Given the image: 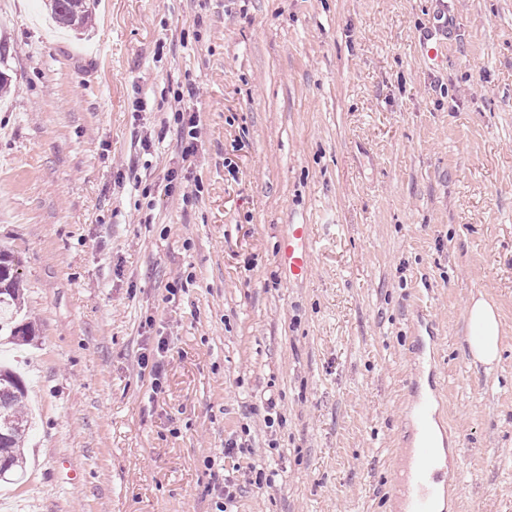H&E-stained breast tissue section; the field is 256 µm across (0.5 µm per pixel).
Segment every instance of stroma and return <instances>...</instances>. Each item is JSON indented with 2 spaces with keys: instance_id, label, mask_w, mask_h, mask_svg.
<instances>
[{
  "instance_id": "obj_1",
  "label": "stroma",
  "mask_w": 512,
  "mask_h": 512,
  "mask_svg": "<svg viewBox=\"0 0 512 512\" xmlns=\"http://www.w3.org/2000/svg\"><path fill=\"white\" fill-rule=\"evenodd\" d=\"M436 2L98 0L79 40L0 0V244L36 328L0 346L36 413L0 512H217L228 481V512H396L420 314L448 512H512V0H447L431 69ZM286 224L317 239L293 284ZM422 46L428 60L439 62L448 50V20L446 25H438L422 38ZM467 312L471 328L469 353L475 361L491 368L498 361L501 350L497 309L481 297L471 301Z\"/></svg>"
}]
</instances>
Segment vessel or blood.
Wrapping results in <instances>:
<instances>
[{
  "instance_id": "b4317fda",
  "label": "vessel or blood",
  "mask_w": 512,
  "mask_h": 512,
  "mask_svg": "<svg viewBox=\"0 0 512 512\" xmlns=\"http://www.w3.org/2000/svg\"><path fill=\"white\" fill-rule=\"evenodd\" d=\"M428 60L440 61L448 49L445 26L422 38ZM316 236L313 225L291 224L280 241L278 262L289 281L306 279L312 268ZM418 374L409 408V432L399 450L400 464L390 481L398 512H445L451 497L448 477L450 434L441 415V394L435 353L436 333L425 318H418Z\"/></svg>"
}]
</instances>
